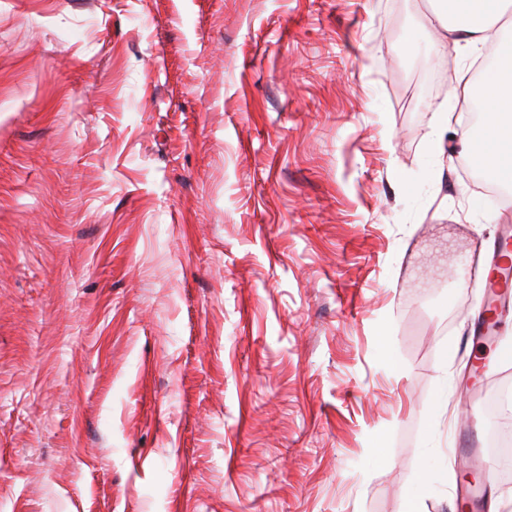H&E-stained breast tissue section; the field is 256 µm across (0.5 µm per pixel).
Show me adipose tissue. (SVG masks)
Returning <instances> with one entry per match:
<instances>
[{
	"label": "adipose tissue",
	"instance_id": "obj_1",
	"mask_svg": "<svg viewBox=\"0 0 512 512\" xmlns=\"http://www.w3.org/2000/svg\"><path fill=\"white\" fill-rule=\"evenodd\" d=\"M435 21L452 41L496 42V60L480 84L465 85V98L483 97L486 112L473 132L462 134L463 153L476 159L491 183L507 191L512 201V21L507 0H437Z\"/></svg>",
	"mask_w": 512,
	"mask_h": 512
}]
</instances>
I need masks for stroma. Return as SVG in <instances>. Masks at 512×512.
Listing matches in <instances>:
<instances>
[{
	"mask_svg": "<svg viewBox=\"0 0 512 512\" xmlns=\"http://www.w3.org/2000/svg\"><path fill=\"white\" fill-rule=\"evenodd\" d=\"M431 0H0V512H512ZM451 115L447 153L430 134Z\"/></svg>",
	"mask_w": 512,
	"mask_h": 512,
	"instance_id": "obj_1",
	"label": "stroma"
}]
</instances>
